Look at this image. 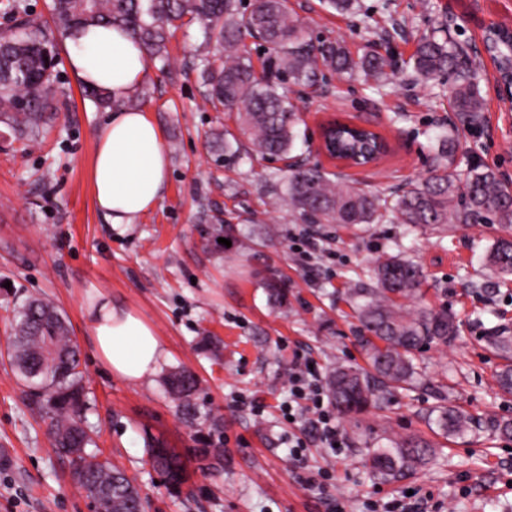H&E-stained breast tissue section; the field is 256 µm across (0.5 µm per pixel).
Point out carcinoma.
Returning <instances> with one entry per match:
<instances>
[{
  "label": "carcinoma",
  "instance_id": "1",
  "mask_svg": "<svg viewBox=\"0 0 512 512\" xmlns=\"http://www.w3.org/2000/svg\"><path fill=\"white\" fill-rule=\"evenodd\" d=\"M241 8V0H51L48 24L30 18L22 0H5L3 9L12 23L0 27V124L30 143L43 136L56 82L57 37H68L81 26L112 24L129 32L166 72L171 68V38L177 30L196 24L202 42L194 66L204 98L215 111L234 115L239 131L237 136L226 135L222 128L212 133L218 156L283 161L276 187L305 224L355 226L383 224L391 218L410 229L496 224L502 235L491 245L487 263L495 276H512V183L502 181L495 170L469 168L454 179L437 171L392 196L366 192L292 155L300 118L291 86L310 87L326 84L335 75L352 78L362 73L379 91L391 77L389 56L373 52L356 58L338 41L318 40L290 17L288 0H251L248 12ZM245 31L263 47L259 71L242 42ZM413 69L424 82L448 77V99L460 125L481 121L484 104L477 77L463 67L461 49L444 28L420 41ZM83 94L100 109L113 105L105 89L85 87ZM328 138L336 158L357 165L384 151L374 132L352 123L330 125ZM374 275L378 287L348 289L361 324L357 342L369 369L338 366L332 373L333 406L343 416L363 413L389 400L395 391L413 388L421 376L417 354L457 336L456 318L448 310L420 307L409 313L399 304L421 295L424 273L414 260L382 253ZM486 341L503 360L496 372L498 386L512 394V331L493 327ZM78 354L69 323L52 304L31 298L19 308L9 338L10 365L31 392L44 397L54 447L70 458L89 498L106 493L109 512H146V500L123 471L87 452L92 438L81 420L84 385ZM165 386L179 401L186 421L197 420L199 409L192 403L198 387L195 374L187 369L171 373ZM436 399V416L430 423L442 434L462 438L489 428L512 438V421L484 422L446 404L440 391ZM433 448L422 438L392 440L386 447L371 449L367 464L374 475L397 480L425 465ZM194 452L207 470L224 466V449L217 444ZM149 456L169 489L180 488L186 471L182 458L166 448H151Z\"/></svg>",
  "mask_w": 512,
  "mask_h": 512
}]
</instances>
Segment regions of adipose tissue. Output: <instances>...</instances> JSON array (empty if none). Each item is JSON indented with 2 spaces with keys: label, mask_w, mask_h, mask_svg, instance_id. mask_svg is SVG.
Here are the masks:
<instances>
[{
  "label": "adipose tissue",
  "mask_w": 512,
  "mask_h": 512,
  "mask_svg": "<svg viewBox=\"0 0 512 512\" xmlns=\"http://www.w3.org/2000/svg\"><path fill=\"white\" fill-rule=\"evenodd\" d=\"M66 62L74 80L105 88L115 103L96 139L91 181L99 211L118 230L153 210L168 189L161 130L144 112L121 105L146 77L149 58L129 35L101 24L68 40ZM89 324L98 356L128 382H142L164 358L154 330L133 311L105 301Z\"/></svg>",
  "instance_id": "ef3b65f1"
}]
</instances>
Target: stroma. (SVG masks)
I'll return each instance as SVG.
<instances>
[{
	"mask_svg": "<svg viewBox=\"0 0 512 512\" xmlns=\"http://www.w3.org/2000/svg\"><path fill=\"white\" fill-rule=\"evenodd\" d=\"M356 13L324 11L319 0H290L291 15L317 35L342 41L352 55L390 53L395 74L383 93L363 77L293 87L306 143L295 152L341 180L371 192L402 191L438 168L449 174L488 166L512 182V108L495 95L493 68L477 55L488 26L512 28V0H360ZM443 21L479 73L486 122L440 157L436 133L454 122L440 82L413 80L409 59L419 40ZM198 26L178 30L170 43L172 75L151 68L153 95L143 110L161 130L169 158L168 191L152 211L117 232L98 211L90 180L95 141L105 112L82 99L65 63H58L59 98L70 99L45 138L25 145L0 125V351L22 301L40 297L72 327L85 373L87 424L104 457L125 470L148 501L147 512H370L374 501L417 490L442 512H512V446L483 432L464 440L435 436L428 413L433 387L475 417L512 420V395L502 394L499 359L486 346L489 328L512 327V281L485 293L486 253L498 235L492 224L452 231L407 229L392 221L356 229L306 224L275 202L276 162L216 161L212 128L234 129L227 115L202 98L192 60ZM339 119L379 133L389 151L367 168L328 160L319 150L322 123ZM235 225L236 238L219 244L217 220ZM401 249L424 271L420 301L455 312L459 335L430 346L421 358L427 386L394 394L389 403L337 417L346 446L323 448L305 418L288 423V375L296 359L320 376L339 364H363L360 328L343 292L370 282L375 258ZM281 280L286 304L265 283ZM138 313L166 354L157 373L127 384L98 357L88 309L100 298ZM186 367L200 383L194 396L202 417L187 423L165 393L162 378ZM255 400L262 415L239 407ZM222 421L224 469L198 468L194 449L208 443L209 417ZM305 432L304 466L289 453L288 436ZM434 440L436 455L416 473L378 480L363 463L366 443L383 438ZM175 449L190 476L182 494L170 493L154 470L146 440ZM89 499L58 453L47 420L7 360L0 359V512H90Z\"/></svg>",
	"mask_w": 512,
	"mask_h": 512,
	"instance_id": "obj_1",
	"label": "stroma"
}]
</instances>
